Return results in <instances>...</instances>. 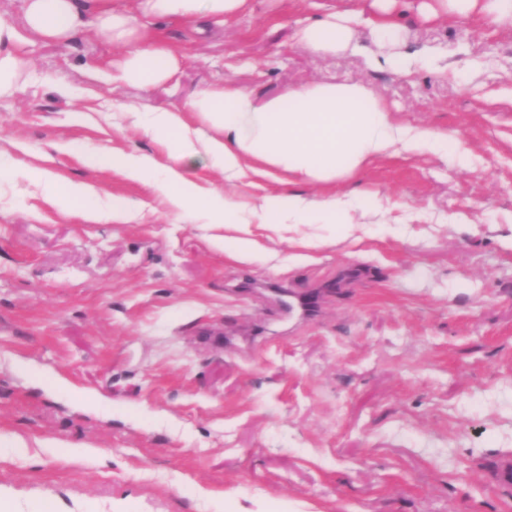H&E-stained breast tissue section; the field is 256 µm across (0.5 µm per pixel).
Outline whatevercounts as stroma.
Segmentation results:
<instances>
[{"mask_svg": "<svg viewBox=\"0 0 512 512\" xmlns=\"http://www.w3.org/2000/svg\"><path fill=\"white\" fill-rule=\"evenodd\" d=\"M400 0L401 52L436 58L400 75L362 54L323 56L298 28L321 8L370 17L371 0H248L222 30L146 20L179 55L149 90L115 81L119 48L90 33L33 41L28 78L0 98V458L11 512H512L491 477L512 456V22L424 19ZM259 98L316 82L359 83L396 123L447 136L435 151L369 161L336 190L359 198L353 236L335 225H251L236 259L224 228L170 211L159 186L85 157L165 161L114 100L154 111L225 81ZM93 187L127 222L69 213L35 180ZM203 193L257 202L292 187ZM311 198L323 187L299 184ZM257 280L244 287L245 278ZM318 296L307 322L276 288ZM101 397L87 408L55 379ZM55 438L92 448L69 459Z\"/></svg>", "mask_w": 512, "mask_h": 512, "instance_id": "1", "label": "stroma"}]
</instances>
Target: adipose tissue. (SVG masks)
<instances>
[{"instance_id":"1","label":"adipose tissue","mask_w":512,"mask_h":512,"mask_svg":"<svg viewBox=\"0 0 512 512\" xmlns=\"http://www.w3.org/2000/svg\"><path fill=\"white\" fill-rule=\"evenodd\" d=\"M23 28L0 17V98L20 86L24 65L20 55L24 33L46 42L65 43L85 28L122 50L119 79L123 85L150 89L167 80L178 65L173 47L161 39L147 40L139 18L201 22L223 27L243 9L246 0H133L132 7L116 8L112 0H20ZM395 0H375L371 35L386 54L374 57L377 66L400 74L412 67L399 52L403 29L392 15ZM356 13L339 15L327 10L308 20L296 33L298 40L321 54L360 50ZM209 128L199 136L187 114ZM134 122L166 152V165L152 156L129 154L118 164L134 180L153 178L175 213L200 210L212 223L333 224L344 228L353 221L356 206L336 185L355 176L372 159L414 151L436 150L444 135L394 123L387 106L358 83H316L257 100L232 81L209 87L191 99L185 109L133 111ZM205 159L219 169L227 183L253 173L287 174L289 180L329 188L322 199L299 193L270 195L253 204L232 194L200 198L185 175L187 162ZM47 190L68 210L94 221L132 219L131 209L113 206L100 210L91 186L44 178Z\"/></svg>"}]
</instances>
